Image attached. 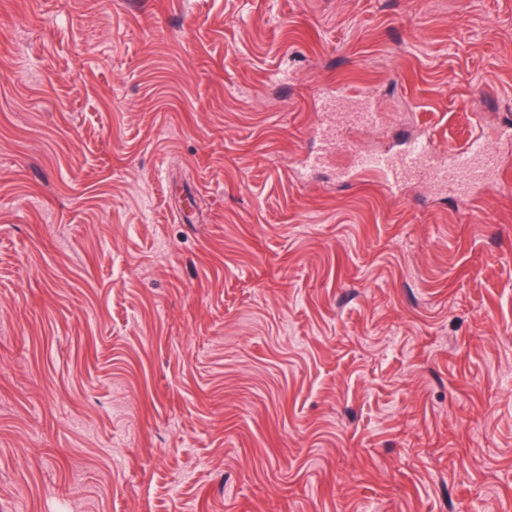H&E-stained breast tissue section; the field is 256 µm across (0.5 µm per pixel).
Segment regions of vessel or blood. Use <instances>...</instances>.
Here are the masks:
<instances>
[{
    "instance_id": "obj_1",
    "label": "vessel or blood",
    "mask_w": 512,
    "mask_h": 512,
    "mask_svg": "<svg viewBox=\"0 0 512 512\" xmlns=\"http://www.w3.org/2000/svg\"><path fill=\"white\" fill-rule=\"evenodd\" d=\"M334 99H327L320 113L317 132L325 143V150L347 157L349 166L342 176L353 179L367 172L382 174L391 185L398 186L409 180L436 183L438 189L452 193L463 208L498 185L500 156L480 141L465 148L449 147L441 151L433 139L425 138L399 153H370L362 150L353 129L376 126L381 115L372 109L335 118Z\"/></svg>"
}]
</instances>
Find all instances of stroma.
Returning <instances> with one entry per match:
<instances>
[{"instance_id": "1", "label": "stroma", "mask_w": 512, "mask_h": 512, "mask_svg": "<svg viewBox=\"0 0 512 512\" xmlns=\"http://www.w3.org/2000/svg\"><path fill=\"white\" fill-rule=\"evenodd\" d=\"M510 136L512 0H0V512H512ZM334 108L335 97L330 96L323 104L316 133L323 139L327 153L349 159L343 178L353 179L374 172L384 175L392 186L413 179L429 185L435 181L437 189L448 190L465 209H470L480 196L498 185L500 156L481 141H473L462 149L448 146V153L444 155H440V145L431 138L419 140L397 154L369 153L362 150L352 130L375 127L381 114L365 108L335 119L331 113Z\"/></svg>"}]
</instances>
